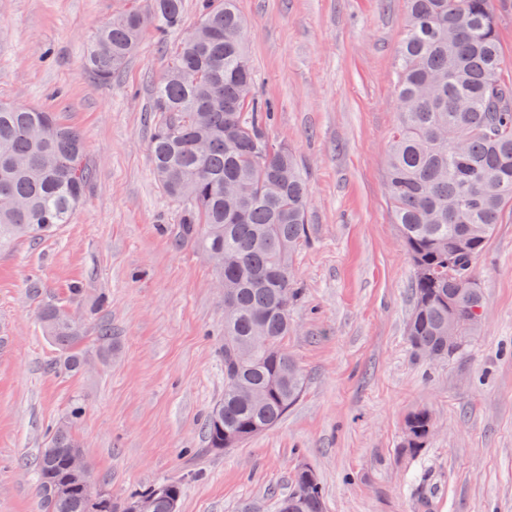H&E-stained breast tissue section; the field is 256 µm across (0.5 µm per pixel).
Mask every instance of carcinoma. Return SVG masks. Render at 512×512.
<instances>
[{"label":"carcinoma","instance_id":"obj_1","mask_svg":"<svg viewBox=\"0 0 512 512\" xmlns=\"http://www.w3.org/2000/svg\"><path fill=\"white\" fill-rule=\"evenodd\" d=\"M397 52L398 124L388 147L387 188L395 223L414 266L407 336L414 352L448 357V313L460 335L481 323L477 262L512 204V77L494 19V0H407ZM152 16L165 34L181 26L183 0H144L101 25L86 54L90 73L106 81L137 47V18ZM238 0H205L197 26L170 48L155 90L158 112L149 147L154 175L184 218L176 237L198 247L234 293L224 310V397L209 411L208 448L222 450L275 427L304 388V375L284 340L298 295L291 265L307 239L308 187L286 146L272 147L264 129L272 105L255 96ZM85 143L55 114L0 102V242L53 233L83 201L93 180ZM47 339L60 351L57 374L84 371L81 325L55 304L40 308ZM110 328L95 338L97 357L112 359ZM75 403L49 432L33 460L45 512H126L154 496L152 512H174L181 487L166 496L151 486L116 501L104 485L75 486L45 499V487L68 479V460L82 442ZM433 428L425 408L405 421L404 448L416 454ZM279 512H324L320 485L296 472Z\"/></svg>","mask_w":512,"mask_h":512}]
</instances>
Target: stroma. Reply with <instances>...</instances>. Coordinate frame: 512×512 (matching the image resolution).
I'll return each instance as SVG.
<instances>
[{
	"mask_svg": "<svg viewBox=\"0 0 512 512\" xmlns=\"http://www.w3.org/2000/svg\"><path fill=\"white\" fill-rule=\"evenodd\" d=\"M135 0H0V100L56 113L78 130L94 178L49 238L0 245V512H44L26 463L75 401L94 480L128 495L182 485L178 512H276L300 465L325 512H512V207L477 263L485 297L458 354H415L406 328L414 268L387 195L398 120L397 46L406 0H239L265 129L309 185L300 294L285 342L306 384L274 428L221 451L204 426L224 395V296L212 264L179 242L180 205L156 182L148 145L154 88L181 30L146 24L111 80L84 67L97 28ZM83 293L70 295L72 285ZM109 303L91 314L99 294ZM53 303L87 335L107 324L111 360L48 371L58 355L39 320ZM435 426L417 457L405 420Z\"/></svg>",
	"mask_w": 512,
	"mask_h": 512,
	"instance_id": "obj_1",
	"label": "stroma"
}]
</instances>
